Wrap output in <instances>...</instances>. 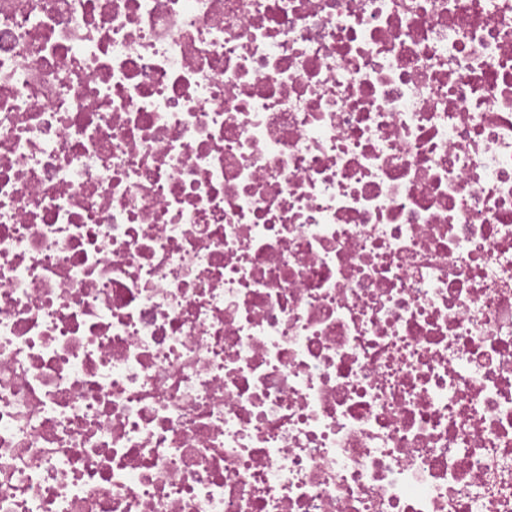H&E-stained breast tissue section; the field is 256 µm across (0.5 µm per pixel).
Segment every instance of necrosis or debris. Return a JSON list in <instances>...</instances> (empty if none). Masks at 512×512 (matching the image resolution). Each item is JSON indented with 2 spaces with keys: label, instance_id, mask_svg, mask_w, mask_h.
Wrapping results in <instances>:
<instances>
[{
  "label": "necrosis or debris",
  "instance_id": "4bbe7bcc",
  "mask_svg": "<svg viewBox=\"0 0 512 512\" xmlns=\"http://www.w3.org/2000/svg\"><path fill=\"white\" fill-rule=\"evenodd\" d=\"M0 512H512V0H0Z\"/></svg>",
  "mask_w": 512,
  "mask_h": 512
}]
</instances>
